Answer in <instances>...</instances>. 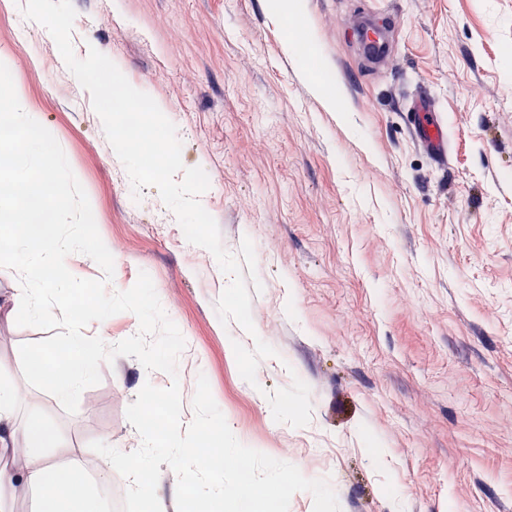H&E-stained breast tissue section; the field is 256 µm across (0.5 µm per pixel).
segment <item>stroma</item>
Masks as SVG:
<instances>
[{
    "instance_id": "stroma-1",
    "label": "stroma",
    "mask_w": 512,
    "mask_h": 512,
    "mask_svg": "<svg viewBox=\"0 0 512 512\" xmlns=\"http://www.w3.org/2000/svg\"><path fill=\"white\" fill-rule=\"evenodd\" d=\"M77 58L95 44L166 107L224 249L254 245V333L221 322L229 284L156 188L130 179L90 93L41 24L0 0V63L23 111L62 148L114 259L107 293L147 273L185 348L176 375L119 356L76 413L23 376L19 347L49 338L0 312V364L18 414L48 417L88 472L100 441L132 452L126 410L144 384L198 375L240 443L327 480L340 512H512V0H393L390 70L366 65L345 22L370 0H72ZM303 19L315 60L286 51ZM333 96L335 109L323 103ZM426 96L448 125L438 163L408 131ZM277 351L255 383L233 343ZM310 387L312 414L273 418L269 392Z\"/></svg>"
}]
</instances>
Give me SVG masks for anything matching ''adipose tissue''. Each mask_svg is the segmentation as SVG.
<instances>
[{"mask_svg": "<svg viewBox=\"0 0 512 512\" xmlns=\"http://www.w3.org/2000/svg\"><path fill=\"white\" fill-rule=\"evenodd\" d=\"M9 371L0 365V447L22 448L30 464L24 468L0 466V494L35 493V512H109L107 499L94 489L112 485V474L125 469L140 489L151 483L145 464L128 461L119 453L104 462L95 474H87L73 448L55 425L40 416L19 421L15 413L17 389L9 383Z\"/></svg>", "mask_w": 512, "mask_h": 512, "instance_id": "obj_1", "label": "adipose tissue"}]
</instances>
